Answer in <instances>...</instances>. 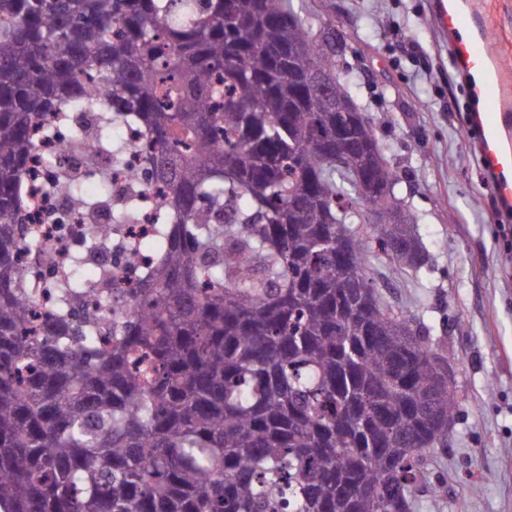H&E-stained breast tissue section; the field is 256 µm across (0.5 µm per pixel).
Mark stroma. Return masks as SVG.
<instances>
[{"label": "stroma", "instance_id": "obj_1", "mask_svg": "<svg viewBox=\"0 0 512 512\" xmlns=\"http://www.w3.org/2000/svg\"><path fill=\"white\" fill-rule=\"evenodd\" d=\"M436 0H292L313 30L345 32L336 72L373 120L416 216L426 261L369 267L385 303L425 327L461 396L449 450L425 456L415 512H512V222L463 130L468 81L435 18ZM512 77V0H466Z\"/></svg>", "mask_w": 512, "mask_h": 512}]
</instances>
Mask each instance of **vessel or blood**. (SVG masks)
I'll use <instances>...</instances> for the list:
<instances>
[{
  "instance_id": "obj_1",
  "label": "vessel or blood",
  "mask_w": 512,
  "mask_h": 512,
  "mask_svg": "<svg viewBox=\"0 0 512 512\" xmlns=\"http://www.w3.org/2000/svg\"><path fill=\"white\" fill-rule=\"evenodd\" d=\"M436 19L439 27L452 35L456 60L471 77L468 98L472 116L467 134L478 140L493 175L486 189L499 199L512 201V149L503 144V116L512 105L507 102V86L493 65L488 32L456 0H441Z\"/></svg>"
}]
</instances>
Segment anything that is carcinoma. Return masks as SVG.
I'll list each match as a JSON object with an SVG mask.
<instances>
[{"label":"carcinoma","mask_w":512,"mask_h":512,"mask_svg":"<svg viewBox=\"0 0 512 512\" xmlns=\"http://www.w3.org/2000/svg\"><path fill=\"white\" fill-rule=\"evenodd\" d=\"M321 71L336 52L290 0H0V512H413L461 398L368 274L374 244L396 274L425 254L413 213L384 209L400 174L374 122L336 169L350 90L309 95L300 79ZM103 90L112 106L69 147L104 190L47 159L44 192L88 246L45 251L44 278L22 261L35 132ZM128 125L143 142L113 135ZM135 149L167 193L130 243L154 261L139 288L104 265L90 288L87 257L146 207Z\"/></svg>","instance_id":"carcinoma-1"}]
</instances>
